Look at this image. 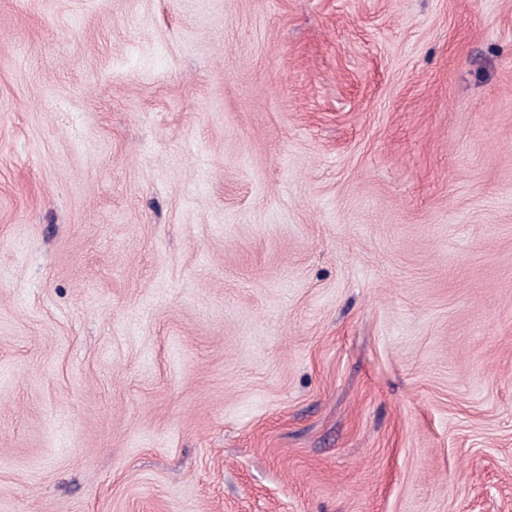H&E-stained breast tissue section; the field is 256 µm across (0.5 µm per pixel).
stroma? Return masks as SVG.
Listing matches in <instances>:
<instances>
[{"mask_svg":"<svg viewBox=\"0 0 512 512\" xmlns=\"http://www.w3.org/2000/svg\"><path fill=\"white\" fill-rule=\"evenodd\" d=\"M0 512H512V0H0Z\"/></svg>","mask_w":512,"mask_h":512,"instance_id":"obj_1","label":"stroma"}]
</instances>
